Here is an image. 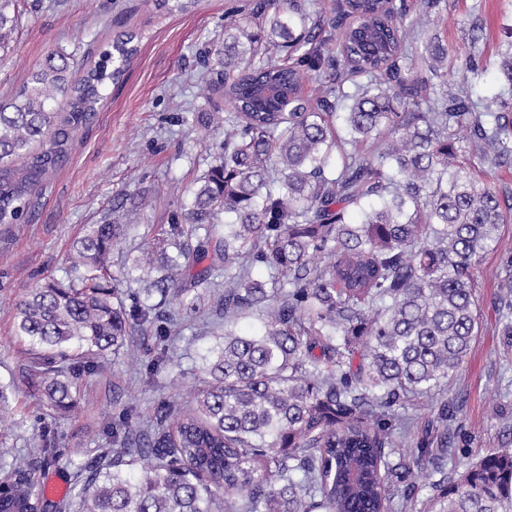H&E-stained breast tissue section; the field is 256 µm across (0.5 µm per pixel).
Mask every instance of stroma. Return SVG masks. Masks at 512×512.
Listing matches in <instances>:
<instances>
[{
  "label": "stroma",
  "instance_id": "obj_1",
  "mask_svg": "<svg viewBox=\"0 0 512 512\" xmlns=\"http://www.w3.org/2000/svg\"><path fill=\"white\" fill-rule=\"evenodd\" d=\"M242 3L199 0L184 14L158 12L153 0H22L17 43L0 56V101L12 97L50 51L80 59L89 48L106 49L120 32L135 31L142 38L124 83L111 88L94 122L77 131L69 160L25 221L0 225V382L25 385L23 345L13 335L16 307L37 280L65 278L71 245L83 225L102 223L122 195L139 191L154 198L141 223H169L177 206L171 182L191 190L219 155L223 133L191 129L186 118L224 105L223 91L203 98L193 77L200 71V49L223 40L225 12ZM419 25L426 40L448 47L449 91L468 81L474 97L501 96L505 115L512 117V85L500 68L503 52L512 49V0H441L436 9L420 12ZM467 136L460 127L452 132L459 165L496 191L512 192V166H481L468 153ZM509 249L512 223L498 226L474 270L482 326L462 373L444 391L445 398L462 400L459 418L472 434L455 462L459 468L506 440L498 413L512 412V355L500 344L495 302L500 255ZM201 326L197 319L169 330L168 360L154 375L121 357L106 375L86 377L66 418H54L35 397L21 396L15 416H0V453L44 439L93 456L105 443L107 426L121 418L124 402H134L146 419L175 373H182L184 386H195L191 369L197 347L219 340L215 333L200 335Z\"/></svg>",
  "mask_w": 512,
  "mask_h": 512
}]
</instances>
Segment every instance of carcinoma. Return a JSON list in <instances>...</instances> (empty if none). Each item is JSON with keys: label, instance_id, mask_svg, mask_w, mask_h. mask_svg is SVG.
<instances>
[{"label": "carcinoma", "instance_id": "cac0c4a2", "mask_svg": "<svg viewBox=\"0 0 512 512\" xmlns=\"http://www.w3.org/2000/svg\"><path fill=\"white\" fill-rule=\"evenodd\" d=\"M21 2L0 0L2 52ZM197 2L155 6L189 12ZM410 12L408 0H343L326 22L297 0H248L224 14L199 90L222 87L228 107L192 113V126L224 130L223 152L170 223L148 228L131 270L149 281L125 294L111 261L133 228L120 215L149 205L141 193L85 227L67 278L36 283L14 322L26 378L58 415L84 376L132 355L136 334L199 313L204 293L205 323L224 328L223 341L197 354L190 399L161 401L146 422L125 405L106 447L74 465L68 498L49 500L36 478L56 449L33 441L1 461L0 512H407L416 501L417 512H512V440L448 476L471 440L460 407L438 401L421 427L407 412L463 370L481 329L473 271L512 220V195L462 172L448 136L466 127L480 163L508 166L512 121L470 88L430 91L406 66L417 27L394 19ZM329 29L339 57L323 50ZM139 39L116 35L77 84L70 55L50 52L0 101V225L25 220L74 133L124 81ZM446 57L440 43L423 57L444 86ZM305 70L318 81L309 99ZM357 76L369 81L346 91ZM339 115L349 139L336 170ZM368 139L379 145L365 155ZM350 209L361 222L347 221ZM497 303L511 354L512 288ZM16 401L17 387L0 383V412ZM425 470L443 479L420 501Z\"/></svg>", "mask_w": 512, "mask_h": 512}]
</instances>
